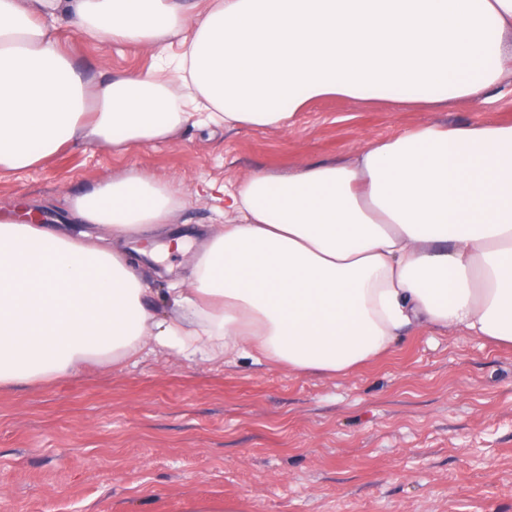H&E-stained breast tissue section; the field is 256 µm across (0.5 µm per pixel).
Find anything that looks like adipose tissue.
I'll list each match as a JSON object with an SVG mask.
<instances>
[{
	"label": "adipose tissue",
	"mask_w": 512,
	"mask_h": 512,
	"mask_svg": "<svg viewBox=\"0 0 512 512\" xmlns=\"http://www.w3.org/2000/svg\"><path fill=\"white\" fill-rule=\"evenodd\" d=\"M173 68L87 81L55 23ZM512 0H0V170L65 147L123 152L186 126L281 129L342 96L433 110L512 72ZM187 277L156 318L141 280L182 199L136 169L72 198L64 224L0 216V388L142 352L346 377L409 330L512 344V123L428 124L341 157L219 186ZM76 224L101 231L73 234Z\"/></svg>",
	"instance_id": "obj_1"
}]
</instances>
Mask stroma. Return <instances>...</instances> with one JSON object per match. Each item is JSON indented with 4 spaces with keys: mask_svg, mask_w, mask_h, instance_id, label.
I'll return each mask as SVG.
<instances>
[{
    "mask_svg": "<svg viewBox=\"0 0 512 512\" xmlns=\"http://www.w3.org/2000/svg\"><path fill=\"white\" fill-rule=\"evenodd\" d=\"M64 52L89 78L144 73L156 59L90 40L65 22ZM512 122V76L488 101L448 110L364 106L326 96L291 128H185L117 153L78 145L0 174V205L71 198L130 168L179 184L174 225L220 227L208 182L285 172L421 125ZM512 512V347L464 333L410 330L345 378L148 357L94 361L78 374L0 391V512Z\"/></svg>",
    "mask_w": 512,
    "mask_h": 512,
    "instance_id": "obj_1",
    "label": "stroma"
}]
</instances>
